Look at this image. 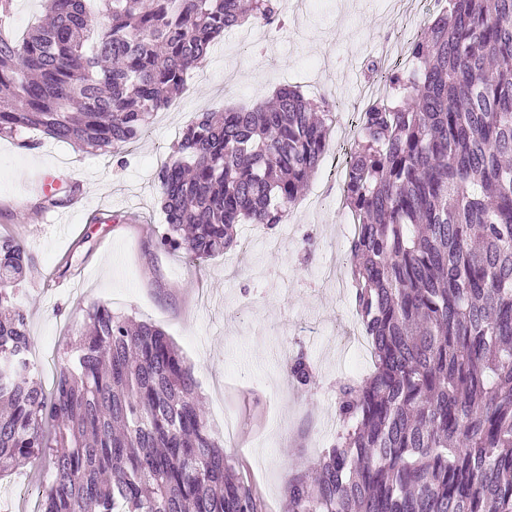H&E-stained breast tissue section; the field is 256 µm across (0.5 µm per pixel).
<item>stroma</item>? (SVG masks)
<instances>
[{"instance_id":"obj_1","label":"stroma","mask_w":512,"mask_h":512,"mask_svg":"<svg viewBox=\"0 0 512 512\" xmlns=\"http://www.w3.org/2000/svg\"><path fill=\"white\" fill-rule=\"evenodd\" d=\"M282 28L241 52L232 31L216 43L183 94L157 112L150 132L120 154H91L53 140L37 149L0 138V235L19 234L37 257L18 300L29 314L32 370L51 387L55 365L94 302L160 326L193 364L208 423L252 482L263 512H284L289 472L310 471L336 435V384L367 377L370 345L351 291L330 284L347 275L346 226L335 210L297 209L295 224L258 230L276 247L254 244L191 260L154 244L165 215L155 178L197 113L250 108L277 87L332 92L356 104L366 54L383 49L402 19L389 0H301ZM63 169L79 192L69 207L35 212L38 173ZM100 223H92V216ZM304 353L313 369L301 386L285 371ZM48 472L41 461L0 479L12 512H35Z\"/></svg>"}]
</instances>
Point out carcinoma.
<instances>
[{"instance_id":"carcinoma-1","label":"carcinoma","mask_w":512,"mask_h":512,"mask_svg":"<svg viewBox=\"0 0 512 512\" xmlns=\"http://www.w3.org/2000/svg\"><path fill=\"white\" fill-rule=\"evenodd\" d=\"M12 5L0 136L33 129L92 154L139 139L224 32L280 18L277 0H43L47 21L17 39ZM410 53V69H373L387 94L361 113L342 185L374 370L338 385L343 426L312 473L288 475V512H512V0H446ZM331 124L327 99L290 85L201 113L156 172V246L203 259L240 224L287 223ZM35 266L0 236V476L49 460L37 512H263L156 324L93 303L52 389L30 377L17 291ZM288 374L310 382L303 353Z\"/></svg>"}]
</instances>
